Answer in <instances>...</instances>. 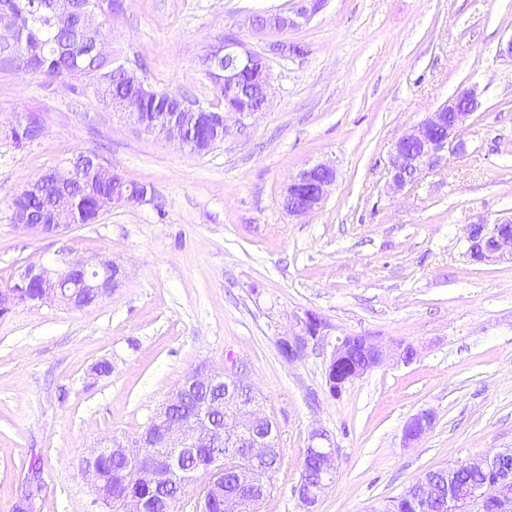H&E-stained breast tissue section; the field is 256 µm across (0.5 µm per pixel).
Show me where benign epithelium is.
<instances>
[{"mask_svg": "<svg viewBox=\"0 0 512 512\" xmlns=\"http://www.w3.org/2000/svg\"><path fill=\"white\" fill-rule=\"evenodd\" d=\"M326 0H296L291 10L254 12L240 22L236 29L224 33V42L211 54L212 72L224 95L241 102L237 107L222 112H210L204 107H195L190 112H176L161 126L133 110L131 102L124 98L113 102V109L126 114L140 131L176 143L191 155H203L224 142L244 134L253 124L258 113L269 104V93L273 81V59L283 58L281 49L285 41H276L268 49L258 52L240 37L239 30L247 28L256 34H284L307 24L323 10ZM122 9V0H114L109 9L102 10L89 2L82 3L83 20L97 24L102 16L112 18ZM22 33L18 18L10 14L0 15V41L14 44ZM482 93L477 87L462 89L448 98L443 105L431 112L419 123L410 127L391 145L388 155L390 185L402 190L413 184L428 171L439 166L445 154L460 149L461 132L475 112L481 107ZM199 127L204 131L200 145L190 144L186 137L188 127ZM84 167V159L72 158L53 167L41 175V179L24 186L26 191L48 188L64 189ZM336 181V169L325 162L299 170L289 179L283 193L281 205L291 216L302 217L320 209L327 197L328 187ZM151 201L147 192L117 194L98 201L99 212L114 205L146 204ZM12 223L43 237H58L71 230L73 219L65 205H59L48 224L28 223L27 211L11 213ZM466 254L474 261L496 263L509 255L512 257V219H499L489 223L484 219L466 228ZM124 266L116 260H102L96 256L74 257L72 252L59 250L37 264L30 265L20 281L0 291V316L9 313L18 305L44 306L54 304L74 308L77 293L90 290L100 297L112 295L125 278ZM324 322L315 314L306 312L294 316L288 331L277 338L281 356L290 363L301 360L309 346L324 337ZM418 357L417 348L401 340L385 342L376 336L360 334L343 336L336 340L327 363V375L335 376L334 396L341 394L346 384L364 377L375 369L393 362L410 365ZM202 382L206 385L224 384V399L205 405L190 421L171 417V411L179 405L188 386ZM253 392L241 372L226 370L206 364L187 372L176 389L161 405L153 421L164 426V442L174 453L208 443L215 448L208 469L203 471L207 481L201 486L196 502L197 512H205L209 494L224 484L225 460L222 447L243 448L251 460L266 458L277 437L275 421L263 411L260 397L247 406L241 403L242 391ZM233 412V425L227 438L212 437L211 420L214 415ZM435 417L423 410L410 417L402 431V444L407 448L427 435ZM150 428L133 436L109 437L98 443L88 456L121 455L130 458L135 465L136 479L147 486H154L168 478L159 468L143 459L141 448L147 445ZM309 455L321 458L326 466L337 460V451L327 432L315 428L310 433ZM464 467L478 472L495 471L498 476L473 486H460L453 482H427L421 486L411 485L409 490L418 491L424 502L435 500L448 502V512H467L475 504L479 512H512V448H502L483 459L464 462ZM81 469L90 484V512H110L112 502L100 493V475L97 469L85 462ZM332 481L310 482L301 479L293 494L302 512H315V507L331 486ZM256 501L247 493L236 492L224 495V512H255Z\"/></svg>", "mask_w": 512, "mask_h": 512, "instance_id": "obj_1", "label": "benign epithelium"}]
</instances>
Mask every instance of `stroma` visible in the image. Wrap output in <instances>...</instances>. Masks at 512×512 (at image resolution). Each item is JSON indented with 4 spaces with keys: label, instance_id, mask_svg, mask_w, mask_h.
Masks as SVG:
<instances>
[{
    "label": "stroma",
    "instance_id": "1",
    "mask_svg": "<svg viewBox=\"0 0 512 512\" xmlns=\"http://www.w3.org/2000/svg\"><path fill=\"white\" fill-rule=\"evenodd\" d=\"M293 0H124L108 49L142 61L154 90L208 104L202 60L244 15ZM285 41L268 109L242 137L190 155L136 131L93 94L0 66V127L39 113L46 133L16 149L0 134V290L67 245L122 262L123 284L76 310L15 307L0 316V512H12L31 458L34 512H87L79 463L105 437L142 431L199 363L237 361L278 425L280 466L260 512H299L293 496L312 428L338 448L317 512H368L429 470L512 448V260L477 263L465 228L512 216V0H327ZM482 105L449 154L404 192L387 187L391 144L458 90ZM93 150L151 204H127L63 240L22 231L9 204L48 169ZM337 178L321 209L280 205L291 175L320 162ZM310 311L325 336L297 362L277 338ZM371 333L418 346L331 396L336 337ZM112 371L93 372L100 361ZM431 431L401 445L405 422ZM434 421V414L427 410L420 411L410 417L402 431L403 447H411V445L420 441L431 431Z\"/></svg>",
    "mask_w": 512,
    "mask_h": 512
}]
</instances>
